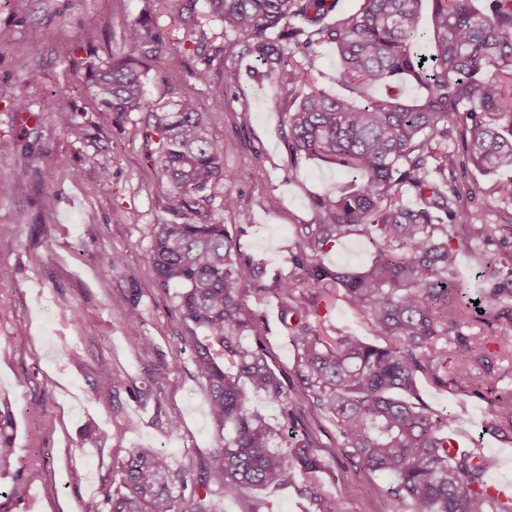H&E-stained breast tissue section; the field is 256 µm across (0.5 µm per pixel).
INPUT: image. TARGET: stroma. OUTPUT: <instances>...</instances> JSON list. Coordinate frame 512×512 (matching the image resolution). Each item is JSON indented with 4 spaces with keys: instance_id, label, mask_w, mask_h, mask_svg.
Returning a JSON list of instances; mask_svg holds the SVG:
<instances>
[{
    "instance_id": "35a3bbf8",
    "label": "stroma",
    "mask_w": 512,
    "mask_h": 512,
    "mask_svg": "<svg viewBox=\"0 0 512 512\" xmlns=\"http://www.w3.org/2000/svg\"><path fill=\"white\" fill-rule=\"evenodd\" d=\"M143 0H0V439L15 452L0 462V512H86L119 486L130 450L157 448L173 460L184 499L202 492L204 467L218 442L208 418L209 391L193 365L187 329L174 311L180 289L158 287L150 261L152 231L165 223V184L153 164L155 143L144 129L148 115L128 114L115 124L87 91L91 62L136 56L125 38ZM204 47L191 50L187 31L161 9L152 23L165 39L158 57L142 62L146 97L154 108H170L184 96L210 115V132L224 145L226 189L235 208L215 207L241 252L265 260L269 273L290 272L294 241L302 225L315 223L317 206L351 191L357 178L316 159L292 163L283 94L266 78L265 65L246 47L224 54L222 23L197 4ZM41 43L31 47L30 30ZM290 63L307 69L299 94L318 89L348 95L338 80L333 47L311 53L288 48ZM179 60L184 78L166 84L164 73ZM209 67L202 85L195 70ZM235 75L225 82V72ZM80 110L82 136L59 127L49 110L59 87ZM31 103L34 120L20 122L9 103L16 95ZM110 172L101 182L100 168ZM264 178H256V170ZM468 207L474 225L458 227L461 244L453 298L475 293L512 274V205L493 191V177L467 169ZM480 250L496 259L494 271L471 267ZM139 271L129 280L126 268ZM314 325L321 334L348 330L369 337L367 323L348 309L335 290H317ZM246 303L265 331L269 361L296 385L293 348L278 302L247 289ZM507 314L481 321L464 315L455 332L481 336L498 356L480 371L469 391L422 383L424 400L452 414L456 431L490 458L492 481H512V442L490 431L494 392L512 400V357L497 339L512 336V300ZM136 309L129 321L126 312ZM138 332L148 348L129 340ZM114 383L104 390L102 375ZM319 442L332 453L322 476L325 493L343 501L346 512H412L390 498L391 477L359 472L336 453V429L323 420Z\"/></svg>"
}]
</instances>
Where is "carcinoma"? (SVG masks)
Here are the masks:
<instances>
[{
	"label": "carcinoma",
	"instance_id": "1",
	"mask_svg": "<svg viewBox=\"0 0 512 512\" xmlns=\"http://www.w3.org/2000/svg\"><path fill=\"white\" fill-rule=\"evenodd\" d=\"M190 22L198 0H161ZM208 14L259 54L267 75L286 90L291 159L316 158L347 168L361 182L318 204L315 224L303 225L293 268L314 288L337 296L368 321L375 343L346 331L327 340L309 317L315 298L296 295L295 276H272V295L289 324L293 372L308 406L268 361L262 330L244 300L243 282L267 275L264 264L245 256L225 224L212 220L224 173V146L209 134L207 113L192 98L167 111L149 108L138 60L92 63L89 92L120 120L149 110L147 130L157 139L154 164L167 185L172 219L156 225L151 262L159 287L184 291L175 310L186 325L204 332L189 337L194 365L209 387V417L220 442L206 480L227 490L262 493L292 487L306 512H345L341 501L319 486L325 449L311 423L328 419L336 447L356 468L395 478L388 495L408 501L413 512H512L492 492L489 466L449 445L453 417L424 401L418 380L465 389L473 372L491 364L478 338H450L458 306L449 302L459 249L455 227L473 223L459 167L487 174L512 171V0H358V8L329 23L335 0H205ZM277 38H271L272 33ZM142 57L161 53L163 35L146 19L126 31ZM306 52L330 45L340 61L339 80L354 93L382 87L387 93L358 104L315 90L294 97L307 73L284 64L279 40ZM403 80L423 89L414 104L391 92ZM57 123L83 132L76 113L53 108ZM458 134L463 160L448 150ZM407 194L418 204H403ZM222 206L236 199L226 190ZM349 236L374 248L366 267L330 266L327 251ZM512 299V281L497 283L471 299L475 308ZM262 395L281 409L269 422L249 406ZM495 430L512 431V403L497 406ZM171 457L157 448H135L124 463L120 488L93 502L89 512H214L208 496L180 505L174 495Z\"/></svg>",
	"mask_w": 512,
	"mask_h": 512
}]
</instances>
